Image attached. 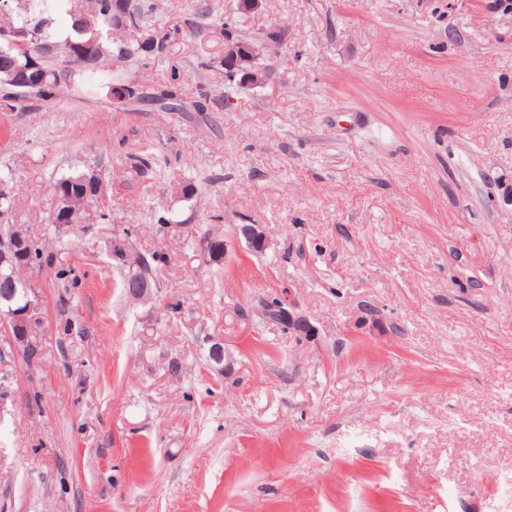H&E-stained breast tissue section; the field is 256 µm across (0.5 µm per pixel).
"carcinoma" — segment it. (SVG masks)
<instances>
[{
    "instance_id": "cac0c4a2",
    "label": "carcinoma",
    "mask_w": 512,
    "mask_h": 512,
    "mask_svg": "<svg viewBox=\"0 0 512 512\" xmlns=\"http://www.w3.org/2000/svg\"><path fill=\"white\" fill-rule=\"evenodd\" d=\"M13 6L0 11V30L26 28L39 31V37L24 40L16 46L10 58L0 57V68H6L13 63L23 64L30 54L39 52L49 45L56 47L55 55L44 58L43 75L41 79V96L49 102L59 96L63 85L61 76L56 69V58L68 55L74 45L100 35V47L92 50L90 54L77 62L82 70L98 72L106 67L122 66L138 61L144 54L143 45L132 37V31L126 25L112 21V0H10ZM138 18L144 35L150 38L151 51L160 53L165 49L168 34L156 30L149 18L150 11L137 5L131 6ZM65 14L72 19V34L62 40L47 30L44 14ZM180 76L172 74L170 81L156 90L157 98L169 100V110H178L176 102L181 100L178 80ZM82 172L74 171L58 178L52 188L69 187L72 195L71 201L77 215V223L86 222L89 217L87 207L90 203L98 201L94 195H84L85 183L80 181ZM31 255L33 266L48 267L52 262V255L46 253L44 246L31 242Z\"/></svg>"
}]
</instances>
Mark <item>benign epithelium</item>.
Segmentation results:
<instances>
[{
    "mask_svg": "<svg viewBox=\"0 0 512 512\" xmlns=\"http://www.w3.org/2000/svg\"><path fill=\"white\" fill-rule=\"evenodd\" d=\"M227 47L224 52V70L226 77L246 79L240 76L237 61L247 47L237 43L233 35H226ZM45 53L38 57H29L25 65H13L0 71V92L14 98H29L39 84V72ZM51 222L62 226L76 223L75 212L68 204H60L51 215ZM236 234L243 237L248 247L254 252H263L269 246V240L263 228L258 224H240ZM28 231L21 225L15 226L13 238L9 242L0 241V271L9 268L20 272L29 268V251L25 242ZM111 256L115 265L123 272L135 270L143 277H148L151 270L145 255L133 251L120 235L112 240ZM39 295L35 285L21 276L10 277L0 289V320L5 322L8 336L0 339V359L20 357L28 362L36 358L31 339L32 329L37 321ZM255 315L265 324L276 325L300 344L312 343L317 339L318 329L302 313L299 304L291 293L274 292L257 299ZM234 360L221 339H212L207 350L205 366L217 374L230 375Z\"/></svg>",
    "mask_w": 512,
    "mask_h": 512,
    "instance_id": "obj_1",
    "label": "benign epithelium"
}]
</instances>
